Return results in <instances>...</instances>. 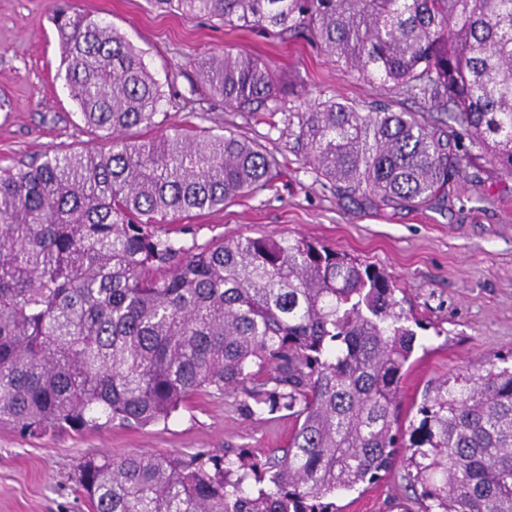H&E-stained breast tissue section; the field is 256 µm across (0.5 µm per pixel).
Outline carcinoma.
Listing matches in <instances>:
<instances>
[{
  "instance_id": "cac0c4a2",
  "label": "carcinoma",
  "mask_w": 512,
  "mask_h": 512,
  "mask_svg": "<svg viewBox=\"0 0 512 512\" xmlns=\"http://www.w3.org/2000/svg\"><path fill=\"white\" fill-rule=\"evenodd\" d=\"M156 10L270 35L301 33L336 65L422 112L307 100L224 52L199 75L224 105L288 135L336 194L448 201L487 159L512 173V0H148ZM61 68L80 120L108 140L0 167V426L41 438L168 421L198 393L286 410L288 447L256 455L131 453L84 460L94 512H339L336 495L397 458L417 512H512V365L430 386L395 410L417 346L384 272L303 236L216 247L162 235L165 218L274 186L278 159L233 132L156 125L163 94L139 52L95 17L61 10ZM445 130L432 127L433 113Z\"/></svg>"
}]
</instances>
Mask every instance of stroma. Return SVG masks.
I'll return each instance as SVG.
<instances>
[{"label":"stroma","instance_id":"35a3bbf8","mask_svg":"<svg viewBox=\"0 0 512 512\" xmlns=\"http://www.w3.org/2000/svg\"><path fill=\"white\" fill-rule=\"evenodd\" d=\"M60 9L112 25L142 52L160 84L159 124L132 129L130 137H155L167 126L200 122L258 141L285 168L272 189L166 225L170 237L206 247L239 236L299 234L380 269L401 288L422 328L421 346L402 383L400 424H408L432 381L477 374L489 361L512 356V174L487 162L468 169L444 204L373 205L342 198L289 153L280 129L226 108L199 79V64L228 50L265 59L290 88L312 100L418 111V104L395 91L345 73L303 35L231 31L217 22L155 11L146 0H0V99L9 101L0 109V165L39 162L61 149L108 146L80 122L59 71L62 49L53 16ZM295 426L284 411L258 420L235 395L198 394L168 422L144 429L115 426L31 439L3 428L0 512H94L74 477L87 457L267 452L287 447ZM411 494L397 464L336 504L342 512H398L397 503L409 502Z\"/></svg>","mask_w":512,"mask_h":512}]
</instances>
